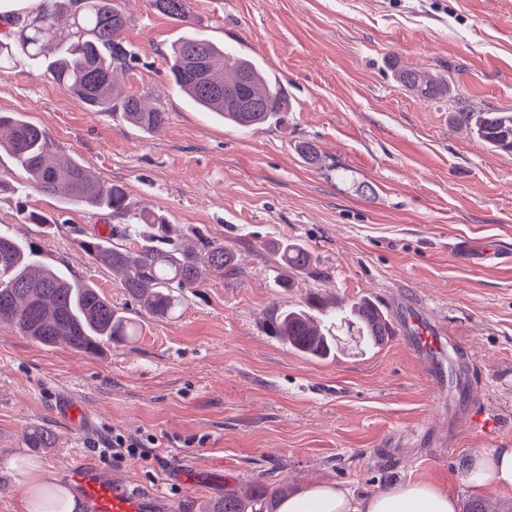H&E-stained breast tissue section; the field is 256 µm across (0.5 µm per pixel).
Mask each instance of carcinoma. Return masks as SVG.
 <instances>
[{"instance_id": "carcinoma-1", "label": "carcinoma", "mask_w": 512, "mask_h": 512, "mask_svg": "<svg viewBox=\"0 0 512 512\" xmlns=\"http://www.w3.org/2000/svg\"><path fill=\"white\" fill-rule=\"evenodd\" d=\"M157 12L188 21L191 0H150ZM131 18L118 0H45L24 20L13 37L0 39V70L21 63L31 74L48 76L87 108L120 112L132 126L161 131L167 113L147 107L135 95L116 93L118 80L131 70L133 53L121 35ZM173 83L205 112L248 129L281 119L286 98L246 55L218 45L200 34L177 41L167 56ZM397 81L426 99L451 96L441 74L423 68H401ZM458 121L494 151L512 152V112H459ZM6 148L19 170L29 176L28 188L65 200L76 207L112 217L109 234L78 240L94 262L121 275L124 292L147 313L170 318L186 293L203 287L213 276L238 273L235 253L224 243L192 240L161 212L130 200L125 187L99 179L79 157L59 160L58 147L42 127L18 113H0V148ZM20 220L39 227L53 224L45 214L20 208ZM271 248L285 267L305 272L311 254L300 243L277 240ZM0 323L14 326L32 341L53 347L63 343L84 354H98L106 343L119 346L138 335V328L112 306L91 283L54 270L43 262L31 241L15 237L0 224ZM267 335L301 355L325 358L341 345L374 349L392 332V318L370 299L334 312L319 294L311 293L295 308L275 309L265 320ZM288 497L256 480L248 490L224 491L211 512H278Z\"/></svg>"}]
</instances>
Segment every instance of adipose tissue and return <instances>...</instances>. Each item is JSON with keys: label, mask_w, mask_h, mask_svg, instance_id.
<instances>
[{"label": "adipose tissue", "mask_w": 512, "mask_h": 512, "mask_svg": "<svg viewBox=\"0 0 512 512\" xmlns=\"http://www.w3.org/2000/svg\"><path fill=\"white\" fill-rule=\"evenodd\" d=\"M474 491L491 484L512 489V448H496L470 458L465 466ZM280 512H458L445 491L422 482H405L356 500L338 486L316 484L285 500Z\"/></svg>", "instance_id": "adipose-tissue-1"}]
</instances>
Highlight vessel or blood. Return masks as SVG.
Returning a JSON list of instances; mask_svg holds the SVG:
<instances>
[{"instance_id": "1", "label": "vessel or blood", "mask_w": 512, "mask_h": 512, "mask_svg": "<svg viewBox=\"0 0 512 512\" xmlns=\"http://www.w3.org/2000/svg\"><path fill=\"white\" fill-rule=\"evenodd\" d=\"M394 331L412 353L422 361L435 388L451 386L448 403L449 423H466L483 429L489 421L474 399L476 369L469 359H461L455 375H448L444 360L448 353L442 330H430L413 310L395 317ZM85 504V512H154L157 495H142L121 479L105 476L100 469L81 459L67 472Z\"/></svg>"}]
</instances>
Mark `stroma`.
<instances>
[{
  "label": "stroma",
  "instance_id": "stroma-1",
  "mask_svg": "<svg viewBox=\"0 0 512 512\" xmlns=\"http://www.w3.org/2000/svg\"><path fill=\"white\" fill-rule=\"evenodd\" d=\"M119 3L136 60L118 90L164 109L162 131L91 111L20 67L0 71V112L45 128L63 154L124 185L134 203L224 241L241 273L208 281L158 319L78 246L107 233L109 216L37 192L0 194V224L35 242L47 264L94 283L141 328L132 343L87 355L0 324V512H22L18 463L58 474L81 458L158 494L166 512H207L225 489L258 479L296 495L339 484L357 499L426 482L465 504V462L512 445V265L472 266L452 247L512 250V153L487 148L454 114L512 111V0H192L187 23L148 0ZM192 33L257 60L286 94L287 115L240 129L192 105L166 63L171 44ZM397 65L442 74L452 97L407 91ZM304 142L318 163L302 156ZM22 204L52 226L21 223ZM286 238L311 252V272L280 266L268 244ZM311 292L385 309L411 301L478 365L475 396L491 430L449 427L447 392L431 388L396 339L315 359L265 334L267 312ZM336 382L342 394H322ZM69 399L86 425L57 415ZM115 427L154 435L155 457L104 461L98 445ZM40 430L50 444L29 447ZM391 440L401 460L381 456Z\"/></svg>",
  "mask_w": 512,
  "mask_h": 512
}]
</instances>
